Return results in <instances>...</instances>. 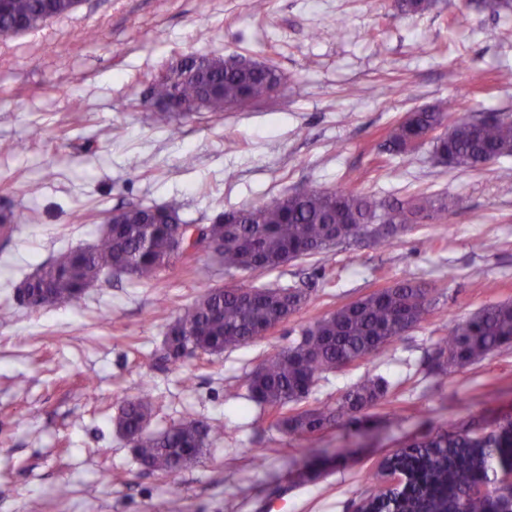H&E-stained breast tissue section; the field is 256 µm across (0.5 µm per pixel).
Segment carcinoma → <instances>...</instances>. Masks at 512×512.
I'll return each instance as SVG.
<instances>
[{"label": "carcinoma", "instance_id": "cac0c4a2", "mask_svg": "<svg viewBox=\"0 0 512 512\" xmlns=\"http://www.w3.org/2000/svg\"><path fill=\"white\" fill-rule=\"evenodd\" d=\"M432 0H395L403 15L422 14ZM75 10L71 0H0V35L39 28L45 21ZM284 73L263 62L249 68L224 64L219 56L185 60L184 69L152 86V97L178 102L198 100L204 111L219 114L230 107L248 108L280 85ZM452 104L415 112L390 134L394 149L406 152L415 129L439 128L448 120ZM433 153L448 157L455 167L474 168L488 155H512V117L457 123L435 135ZM457 207L453 197H419L408 201L377 199L353 191L328 193L311 189L298 195L282 194L264 203L224 215L203 225L217 246L215 258L226 275L275 270L291 260L320 254L359 234L384 243L412 218L434 219ZM125 209V223L101 233L85 249L63 251L20 287L32 299V308L68 304L79 299L101 277L126 276L140 284L160 280L167 265L158 253L167 239L185 223L175 202L161 207ZM439 289L408 279L362 296L315 319L300 339L260 363L248 375V398L276 414V427L285 434L309 438L342 418L351 421L373 407L389 389L382 376L367 374L334 407L308 408L288 413V405L308 396L319 376L358 361H370L390 343L419 325L429 314ZM308 301L302 288L289 285L257 289L247 298L238 286H207L169 325L160 359L172 363L190 357L220 355L257 342L298 312ZM512 346V301L491 303L455 323L435 353L438 372L464 368ZM151 391L126 401L114 418L117 430L132 444L144 468L174 475L197 461L221 428L190 420L160 432L150 430L155 414ZM512 456V419L476 434L466 429L442 432L413 442L388 459L411 475L410 489L390 490L382 471L367 476L374 486L369 507L374 512H512V500L477 490L487 476L485 449Z\"/></svg>", "mask_w": 512, "mask_h": 512}]
</instances>
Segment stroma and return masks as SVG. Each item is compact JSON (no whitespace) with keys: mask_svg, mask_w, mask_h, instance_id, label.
Listing matches in <instances>:
<instances>
[{"mask_svg":"<svg viewBox=\"0 0 512 512\" xmlns=\"http://www.w3.org/2000/svg\"><path fill=\"white\" fill-rule=\"evenodd\" d=\"M81 0L39 29L0 36V211L21 230L0 244V512H357L367 473L441 431L512 417V347L437 373L456 321L512 300V156L475 168L431 145L390 150L413 111L512 114V11L435 0L404 16L393 0ZM95 40L88 41L84 32ZM239 55L282 70L277 95L219 117L160 120L150 81L187 54ZM42 181L38 195L27 186ZM378 199L455 196L380 246L359 235L269 273L219 274L212 254L172 260L163 285L104 278L80 299L32 309L16 284L67 248L93 244L105 215L178 201L212 223L304 189ZM482 248H475V241ZM439 286L427 318L371 361L321 375L307 408L335 405L364 375L387 394L360 422L287 435L246 397L245 377L327 312L401 279ZM283 282L308 303L259 342L217 356L160 359L168 325L203 282ZM150 389L152 431L185 420L220 439L172 476L139 465L116 430L120 404Z\"/></svg>","mask_w":512,"mask_h":512,"instance_id":"1","label":"stroma"}]
</instances>
